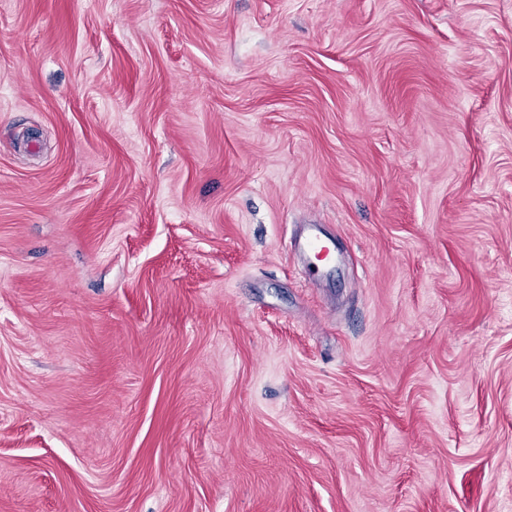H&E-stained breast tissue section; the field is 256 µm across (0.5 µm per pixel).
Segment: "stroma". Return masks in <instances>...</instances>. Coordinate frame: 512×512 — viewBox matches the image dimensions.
<instances>
[{
    "instance_id": "35a3bbf8",
    "label": "stroma",
    "mask_w": 512,
    "mask_h": 512,
    "mask_svg": "<svg viewBox=\"0 0 512 512\" xmlns=\"http://www.w3.org/2000/svg\"><path fill=\"white\" fill-rule=\"evenodd\" d=\"M0 512H512V0H0ZM291 246L299 250L303 257L309 256L311 257V254H315L316 256L320 254H331L333 250V244L328 241L321 239L316 234H309L305 236L304 238H295L293 241H291ZM312 259V257H311Z\"/></svg>"
}]
</instances>
